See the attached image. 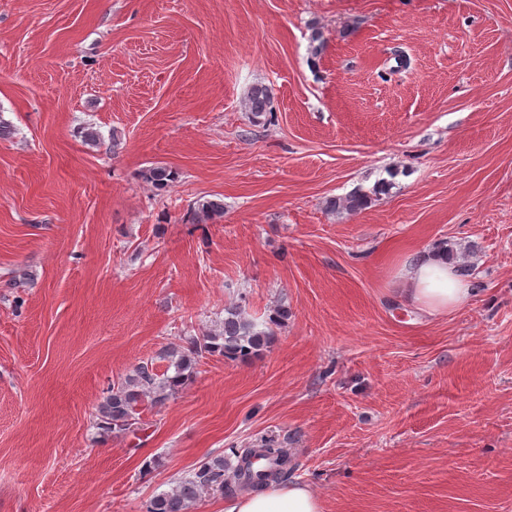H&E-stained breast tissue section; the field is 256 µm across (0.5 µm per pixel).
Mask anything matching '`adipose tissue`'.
<instances>
[{"label": "adipose tissue", "instance_id": "obj_1", "mask_svg": "<svg viewBox=\"0 0 512 512\" xmlns=\"http://www.w3.org/2000/svg\"><path fill=\"white\" fill-rule=\"evenodd\" d=\"M403 291L414 305L431 314H442L465 304L472 290L448 260L445 248L433 247L404 262ZM225 512H321L309 487L272 486L248 493L225 507Z\"/></svg>", "mask_w": 512, "mask_h": 512}]
</instances>
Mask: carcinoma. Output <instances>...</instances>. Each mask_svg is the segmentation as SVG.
Instances as JSON below:
<instances>
[{"instance_id":"cac0c4a2","label":"carcinoma","mask_w":512,"mask_h":512,"mask_svg":"<svg viewBox=\"0 0 512 512\" xmlns=\"http://www.w3.org/2000/svg\"><path fill=\"white\" fill-rule=\"evenodd\" d=\"M271 90L265 85L250 87L244 97L246 111L255 118L271 112ZM146 179L154 186L164 188L173 181L171 171L162 165L147 170ZM390 183L379 181L372 188V194L356 192L345 197L332 199L328 208L333 211L355 213L367 206L371 196L388 192ZM195 220L206 224L224 217V199L213 196L202 197L193 206ZM223 324L191 342L190 352L215 353L236 359L246 357L259 350L267 341L270 332L257 329V324L248 319L237 308L225 309ZM175 374L159 377L149 364H142L132 378L112 387L108 395L98 405L97 426L105 433L125 431L136 421L138 408L148 402L152 405L163 403L188 377L191 360L182 355L173 363ZM287 449L274 438L261 440L257 448H248L240 456V464L234 470V481L224 480V458L215 457L202 462L192 476L181 480L171 491L156 496L150 503L148 512H190V509L206 489L217 488L228 496L240 488L263 489L269 484L288 478L293 467Z\"/></svg>"}]
</instances>
